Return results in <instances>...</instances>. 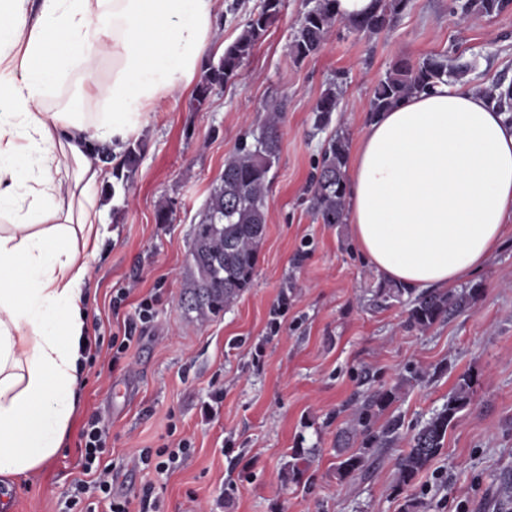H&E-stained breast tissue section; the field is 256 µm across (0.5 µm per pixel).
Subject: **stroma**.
<instances>
[{
  "label": "stroma",
  "instance_id": "1",
  "mask_svg": "<svg viewBox=\"0 0 512 512\" xmlns=\"http://www.w3.org/2000/svg\"><path fill=\"white\" fill-rule=\"evenodd\" d=\"M262 0H219L201 61L218 60ZM309 0H283L237 76L193 107L192 90L145 114L129 144L140 160L127 194L101 202L103 243L87 277L91 335L123 334L138 302L159 291L150 323L138 325L130 368L85 366L65 447L36 473L0 482V512H64L81 471L78 434L90 415L112 425L114 490L151 486L162 512H512V223L496 255L460 287L475 302L427 330L405 328L414 296L377 305L387 287L358 252L351 224H325L309 190L331 135L357 146L374 89L398 60L442 54L472 68L465 87L512 82V7L490 16L449 13L448 0H410L390 27L358 33L344 24L322 50L296 62L289 44ZM341 83L336 112L318 124L313 107ZM284 110L280 158L269 173L267 227L250 288L218 316L200 322L180 304L195 224L239 143L256 131L266 105ZM168 208L169 220L157 212ZM129 289L113 309L116 289ZM288 313L278 335L267 324L280 293ZM470 403L443 449L405 489L397 458L443 409L463 375ZM401 391L368 430L359 419L369 397L401 378ZM223 400H216V390ZM395 433H388L390 423ZM352 448L381 440L369 469L336 472V434ZM192 443L178 470L144 468L141 449L170 437ZM315 454L300 482L283 473L295 449Z\"/></svg>",
  "mask_w": 512,
  "mask_h": 512
}]
</instances>
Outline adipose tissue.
Returning a JSON list of instances; mask_svg holds the SVG:
<instances>
[{"mask_svg":"<svg viewBox=\"0 0 512 512\" xmlns=\"http://www.w3.org/2000/svg\"><path fill=\"white\" fill-rule=\"evenodd\" d=\"M217 0H0V476L62 447L89 334L84 285L102 241L96 144L121 152L143 115L189 86ZM112 61L81 100L47 111L76 69ZM347 217L384 279L454 289L512 222V120L481 93L440 84L376 114L351 160Z\"/></svg>","mask_w":512,"mask_h":512,"instance_id":"1","label":"adipose tissue"}]
</instances>
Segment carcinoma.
<instances>
[{
  "label": "carcinoma",
  "instance_id": "cac0c4a2",
  "mask_svg": "<svg viewBox=\"0 0 512 512\" xmlns=\"http://www.w3.org/2000/svg\"><path fill=\"white\" fill-rule=\"evenodd\" d=\"M336 0H316L306 10L289 45V55L297 62L318 53L324 37L338 20ZM410 0H377L375 12L346 22L356 32L376 34L389 26L392 19L404 11ZM512 0H449L448 9L465 18L471 14L499 13ZM282 0H262L260 9L247 21L239 37L226 48L217 62L205 67L198 84L195 101L204 103L216 85L233 80L257 41L281 11ZM468 66L448 67L441 55H430L413 64L400 60L393 64L374 90L370 114L376 115L387 107L425 92L450 79L460 81ZM489 99L504 112H512V84L494 83L484 90ZM338 108L336 92L327 89L316 101L313 111L323 123ZM282 107L267 111L261 130L254 142H242L237 153L224 164V173L206 200L203 213L193 230L190 265L180 303L187 313L199 319L217 316L232 305L250 286L256 266L257 250L266 232V196L268 174L279 159ZM348 146L337 135L328 143L312 176L311 193L314 207L325 224L343 222L346 201V164ZM140 158L139 148L128 147L113 170L116 178L112 194L127 190L128 181ZM475 295H450L446 291L427 290L416 296L409 310L407 326L426 330L452 311L470 305ZM411 380L404 378L393 388L377 395L372 405L383 408L396 399L399 391ZM473 379L461 377L448 404L431 417L409 440V448L399 456L396 486L413 483L416 477L435 459L443 448L448 426L458 411L471 399ZM339 459L337 473L352 476L368 468L365 452L336 448Z\"/></svg>",
  "mask_w": 512,
  "mask_h": 512
}]
</instances>
